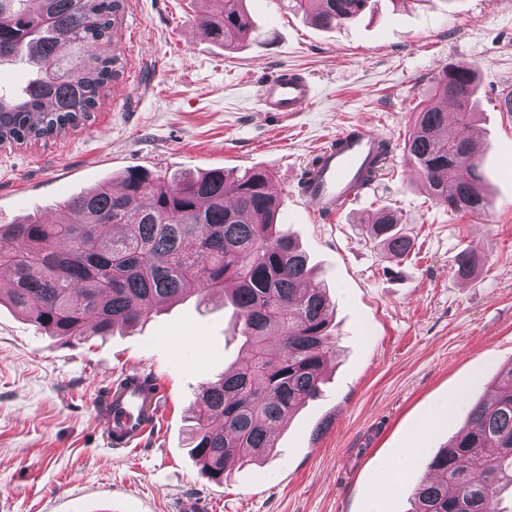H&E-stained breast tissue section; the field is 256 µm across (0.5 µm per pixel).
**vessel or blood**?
I'll list each match as a JSON object with an SVG mask.
<instances>
[{"label": "vessel or blood", "instance_id": "1", "mask_svg": "<svg viewBox=\"0 0 512 512\" xmlns=\"http://www.w3.org/2000/svg\"><path fill=\"white\" fill-rule=\"evenodd\" d=\"M315 88L300 71L286 70L261 87L263 111L288 116L310 106ZM381 143L379 133L360 123L337 135L335 142L321 147L319 162L307 180L298 181L296 192L308 212L327 218L360 198L373 185L369 171ZM165 390H142L129 383L108 390L99 405L106 437L110 443L131 445L149 434L161 417Z\"/></svg>", "mask_w": 512, "mask_h": 512}]
</instances>
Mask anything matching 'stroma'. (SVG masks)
<instances>
[{
    "label": "stroma",
    "instance_id": "35a3bbf8",
    "mask_svg": "<svg viewBox=\"0 0 512 512\" xmlns=\"http://www.w3.org/2000/svg\"><path fill=\"white\" fill-rule=\"evenodd\" d=\"M259 30L235 50L202 37L209 0H128L119 43L125 68L83 126L24 145H0V225L30 213L65 221L64 201L139 167L159 175L223 168L268 171L280 221L308 253L335 304L337 354L321 395L275 433L263 460L210 479L191 458L186 428L201 385L241 353L223 298L170 303L133 329L77 346L0 306V512H408L428 455L457 434L512 361V0H373L347 26L322 29L284 0H246ZM479 78L475 130L485 216L456 213L425 190L404 150L414 112L446 68ZM313 78L312 105L288 118L261 112L263 81L286 69ZM372 120L391 150L373 188L315 218L295 184L336 134ZM389 208L414 242L403 262L366 235ZM486 263L466 279L458 253ZM131 371L167 389L145 439L111 447L97 408ZM464 392L447 422L437 402ZM422 437L423 454L397 481L378 462Z\"/></svg>",
    "mask_w": 512,
    "mask_h": 512
}]
</instances>
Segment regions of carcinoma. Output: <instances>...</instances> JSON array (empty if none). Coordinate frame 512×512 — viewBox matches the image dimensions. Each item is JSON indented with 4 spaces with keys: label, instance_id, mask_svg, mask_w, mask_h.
I'll return each instance as SVG.
<instances>
[{
    "label": "carcinoma",
    "instance_id": "obj_1",
    "mask_svg": "<svg viewBox=\"0 0 512 512\" xmlns=\"http://www.w3.org/2000/svg\"><path fill=\"white\" fill-rule=\"evenodd\" d=\"M244 0H213L211 39L233 50L258 37ZM322 28L341 27L370 0H287ZM126 0H0V63H29L22 88L0 87V141L57 137L88 120L124 69L121 55L91 47L117 42ZM477 76L463 65L436 81L434 102L415 113L404 149L433 198L463 215L488 206L479 161L467 143ZM455 129L439 134L443 114ZM213 168L192 176L130 169L64 204L70 221L46 224L31 214L0 225V304L7 302L49 335L75 344L133 328L158 305L222 294L234 308L242 356L204 384L193 416L191 454L210 477L268 455L273 429L319 397L336 357L332 306L312 285L308 259L280 229L269 173L246 170L234 181ZM401 216L379 209L365 221L370 238L394 259L412 240ZM483 264L475 246L456 261L467 278ZM493 394L470 405L461 431L432 457L433 478L412 491L411 512H496L512 488V361Z\"/></svg>",
    "mask_w": 512,
    "mask_h": 512
}]
</instances>
